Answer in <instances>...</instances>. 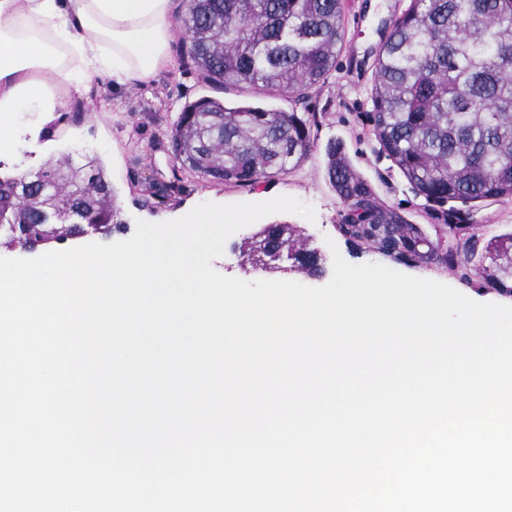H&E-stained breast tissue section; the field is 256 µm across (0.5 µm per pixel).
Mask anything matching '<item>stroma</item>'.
I'll return each mask as SVG.
<instances>
[{
	"label": "stroma",
	"instance_id": "stroma-1",
	"mask_svg": "<svg viewBox=\"0 0 512 512\" xmlns=\"http://www.w3.org/2000/svg\"><path fill=\"white\" fill-rule=\"evenodd\" d=\"M408 0H348L343 24L347 38L337 60L336 70L327 86L302 109L323 113V125L316 149L293 174L277 176L252 189L224 184L202 185L193 179L175 184L171 181V127L183 107L202 97L238 102L235 91H218L205 85L193 66L183 64L179 45H172L174 72L131 87L113 86L110 78H96L85 97L96 104L107 97L108 111L92 113L79 123L68 120L46 123L38 112H25L19 126L20 146L0 160V174L36 169L59 154L97 156L116 194L123 229L113 230L112 241L130 238L137 220L152 223L180 218L203 202L231 204L263 202L279 195L295 197L311 205L315 221L290 213L266 216L264 223L286 224L303 236L319 253L321 274L290 273L289 279L310 287L327 284L333 272V252L352 264L376 263L395 271L449 285L468 298L481 303L512 306V296L450 277L445 264L417 266L404 260L374 252L357 244L339 230L341 204L326 175L328 142H340L346 155L370 184L382 203L398 209L427 234H435L442 218L389 160L378 154V143L368 136L372 104L369 91L376 53L390 23ZM154 194L166 197L157 210L143 208L142 202ZM262 223H253L226 242L224 253L212 265L220 274L245 281L268 279V272L256 270L243 261L245 238L258 232Z\"/></svg>",
	"mask_w": 512,
	"mask_h": 512
}]
</instances>
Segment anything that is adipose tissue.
<instances>
[{
  "label": "adipose tissue",
  "mask_w": 512,
  "mask_h": 512,
  "mask_svg": "<svg viewBox=\"0 0 512 512\" xmlns=\"http://www.w3.org/2000/svg\"><path fill=\"white\" fill-rule=\"evenodd\" d=\"M185 0H0V152L15 149L16 115L52 112L98 77L117 86L168 72Z\"/></svg>",
  "instance_id": "adipose-tissue-1"
}]
</instances>
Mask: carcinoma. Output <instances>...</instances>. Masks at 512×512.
I'll return each mask as SVG.
<instances>
[{
    "label": "carcinoma",
    "instance_id": "1",
    "mask_svg": "<svg viewBox=\"0 0 512 512\" xmlns=\"http://www.w3.org/2000/svg\"><path fill=\"white\" fill-rule=\"evenodd\" d=\"M344 0H187L182 56L217 90L304 104L327 86L342 49ZM369 136L448 230L439 248L383 205L341 146L327 175L340 231L385 255L512 296V231L481 236L470 209L512 201V0H409L374 62ZM323 114L202 97L182 109L170 146L173 181L241 188L295 172L312 153ZM0 211L16 224H119L111 182L95 158L0 178Z\"/></svg>",
    "mask_w": 512,
    "mask_h": 512
}]
</instances>
